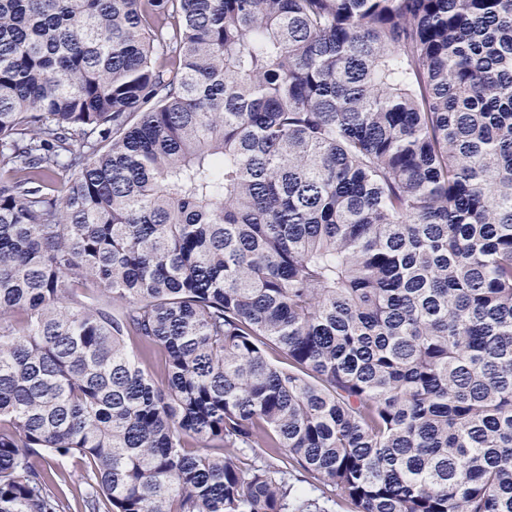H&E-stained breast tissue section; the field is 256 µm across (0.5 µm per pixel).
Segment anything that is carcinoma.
Masks as SVG:
<instances>
[{
    "label": "carcinoma",
    "instance_id": "1",
    "mask_svg": "<svg viewBox=\"0 0 512 512\" xmlns=\"http://www.w3.org/2000/svg\"><path fill=\"white\" fill-rule=\"evenodd\" d=\"M45 457L512 512V0H0V512H72Z\"/></svg>",
    "mask_w": 512,
    "mask_h": 512
}]
</instances>
